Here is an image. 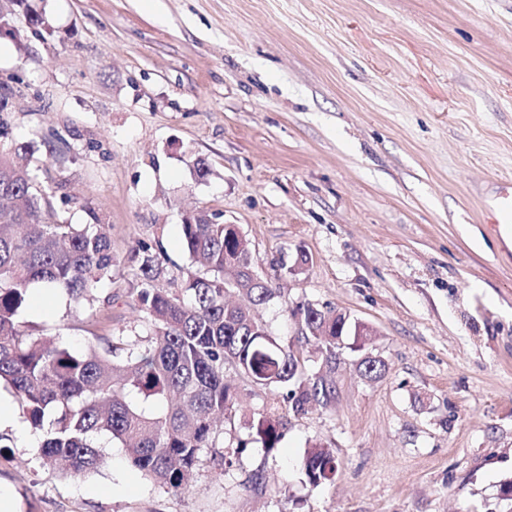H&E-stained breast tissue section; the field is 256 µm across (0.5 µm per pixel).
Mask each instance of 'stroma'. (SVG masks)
Returning <instances> with one entry per match:
<instances>
[{"label": "stroma", "mask_w": 512, "mask_h": 512, "mask_svg": "<svg viewBox=\"0 0 512 512\" xmlns=\"http://www.w3.org/2000/svg\"><path fill=\"white\" fill-rule=\"evenodd\" d=\"M15 25L11 138L37 144L71 223L104 225L121 257L161 242L179 284L185 216L217 215L278 292L258 315L308 372L322 365L297 307L371 334L338 349L330 403L286 415L270 451L248 423L277 394L227 369L239 401L177 492L116 444L85 476L55 474L41 435L1 428L20 512H512V244L484 208L512 182V0H23ZM125 289L116 271L91 305L63 295L19 321L78 351L148 335ZM314 444L338 462L315 488Z\"/></svg>", "instance_id": "35a3bbf8"}]
</instances>
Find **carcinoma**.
<instances>
[{
    "mask_svg": "<svg viewBox=\"0 0 512 512\" xmlns=\"http://www.w3.org/2000/svg\"><path fill=\"white\" fill-rule=\"evenodd\" d=\"M7 110L0 96V142H8L0 147V386L10 390L32 432H44L39 451L53 471L84 475L107 436L122 445L134 467L179 491L201 449L216 447V421L235 403L236 393L224 381L228 364L251 384L281 394L286 411L295 415L313 404L328 405L332 383L297 370L292 345L272 336L249 307L226 301L230 290L254 306L275 297L267 280L238 278L237 268L254 265L247 239L229 236L204 214L186 220L183 250L203 273L179 288L165 287L160 243H140L121 260L97 225L70 222L55 194L17 161L37 148L10 140ZM120 262L130 274V303L151 320L149 336H102L100 344L76 352L21 329L18 318L32 286L62 292L79 308ZM327 314L311 307L303 312L312 329L305 341L317 345L330 368L338 335L358 339L361 333L349 319L326 322ZM281 426L273 413L250 423L268 450L280 442ZM303 472L313 487L332 481V450L309 448Z\"/></svg>",
    "mask_w": 512,
    "mask_h": 512,
    "instance_id": "cac0c4a2",
    "label": "carcinoma"
}]
</instances>
